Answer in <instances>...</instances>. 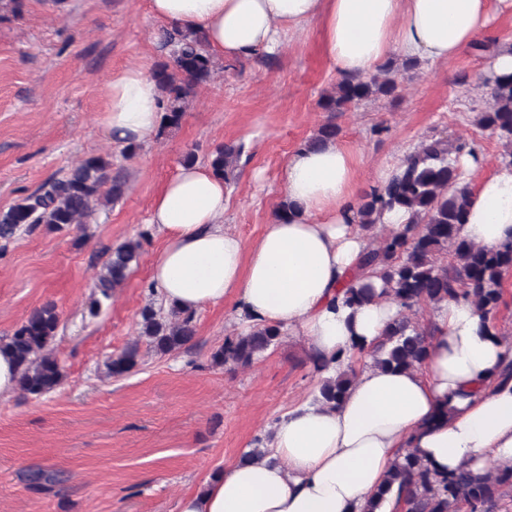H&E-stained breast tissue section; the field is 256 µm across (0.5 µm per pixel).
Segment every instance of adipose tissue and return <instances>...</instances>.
I'll use <instances>...</instances> for the list:
<instances>
[{
  "instance_id": "obj_1",
  "label": "adipose tissue",
  "mask_w": 512,
  "mask_h": 512,
  "mask_svg": "<svg viewBox=\"0 0 512 512\" xmlns=\"http://www.w3.org/2000/svg\"><path fill=\"white\" fill-rule=\"evenodd\" d=\"M159 21L204 35L213 61L274 53L290 30L321 25L323 52L342 77L374 73L390 55L434 66L476 43L512 0H149ZM165 102L155 79L133 66L111 76L105 128L143 143L160 129ZM477 173L461 238L484 247L512 242V166ZM354 158L337 143L300 148L284 170L295 203L245 243L224 225L223 179L181 166L155 196L149 222L163 238L151 282L167 305L195 312L232 300L245 325H276L327 359L326 376L353 370L336 406L308 400L274 426L268 453L238 460L180 512H364L393 464L415 453L445 474L512 466V348L471 301L433 311L426 360L408 370L375 366L370 353L401 308L384 296L346 305L343 291L369 239L358 226Z\"/></svg>"
}]
</instances>
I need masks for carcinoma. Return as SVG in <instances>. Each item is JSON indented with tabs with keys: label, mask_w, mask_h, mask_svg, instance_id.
I'll return each mask as SVG.
<instances>
[{
	"label": "carcinoma",
	"mask_w": 512,
	"mask_h": 512,
	"mask_svg": "<svg viewBox=\"0 0 512 512\" xmlns=\"http://www.w3.org/2000/svg\"><path fill=\"white\" fill-rule=\"evenodd\" d=\"M163 45L170 48L171 63L153 74L167 94L163 127L178 126L186 104L197 87L209 82L215 64L209 56L205 38L197 32L177 27L162 33ZM414 66L411 60L401 65L391 62L374 74L346 77L334 91L322 96L327 112H341L348 105L371 97L392 94L400 69ZM491 101L477 114L478 125L497 136L502 146L501 162L512 164V75L487 80ZM340 127L329 120L307 140L308 146L334 142ZM243 145L224 144L210 155L212 172L229 182L235 177ZM462 146L444 138L421 142L403 158L404 169L383 190L373 192L358 207L360 228L369 232L381 223L386 210L401 209L409 214L408 224L372 239L362 258V271H373L381 279L385 293L406 312L387 328L371 352L374 364L384 369H412L428 352V336L433 327L413 321L408 312L421 303L436 306L460 296H470L485 317L502 299L504 277L512 271V243L485 248L459 236L465 217L470 183L457 166ZM127 182L112 173V161L97 155L81 160L62 177L52 176L35 191L7 210H0V240L9 242L18 231H34L39 225L61 229L88 223L99 210L125 194ZM142 246L128 240L111 250L97 276L95 289L105 299L121 287L131 269L139 264ZM376 298L369 285L351 286L345 294L349 305L364 304ZM59 326L56 306L46 303L34 309L10 336L0 337V351L13 358L19 374V390L41 397L59 387L65 377L54 356L51 343ZM140 336L155 353L170 355L186 348L196 336L194 315L175 307L164 312L147 305L141 312ZM282 337L276 326L252 327L228 339L212 355L214 364L247 367L275 347ZM138 344H132L108 358L112 377H123L139 364ZM353 381V372L342 371L334 378L321 380L319 399L337 403ZM397 486L403 512H496L505 501L512 502V466L476 475L466 467L440 477L422 466L409 453L394 464L386 481Z\"/></svg>",
	"instance_id": "obj_1"
}]
</instances>
